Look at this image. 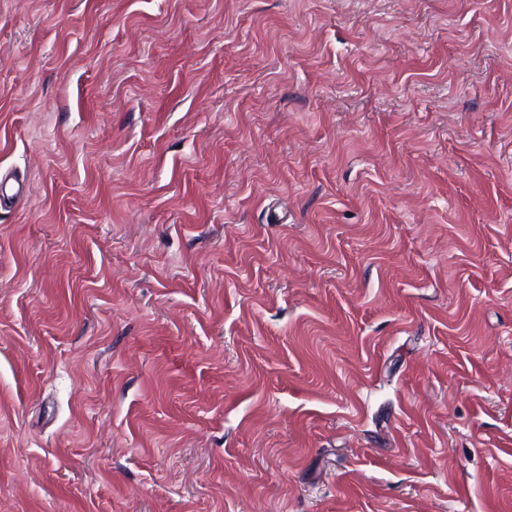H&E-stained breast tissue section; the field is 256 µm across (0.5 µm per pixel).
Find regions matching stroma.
Masks as SVG:
<instances>
[{"label": "stroma", "mask_w": 512, "mask_h": 512, "mask_svg": "<svg viewBox=\"0 0 512 512\" xmlns=\"http://www.w3.org/2000/svg\"><path fill=\"white\" fill-rule=\"evenodd\" d=\"M0 512H512V0H0Z\"/></svg>", "instance_id": "1"}]
</instances>
